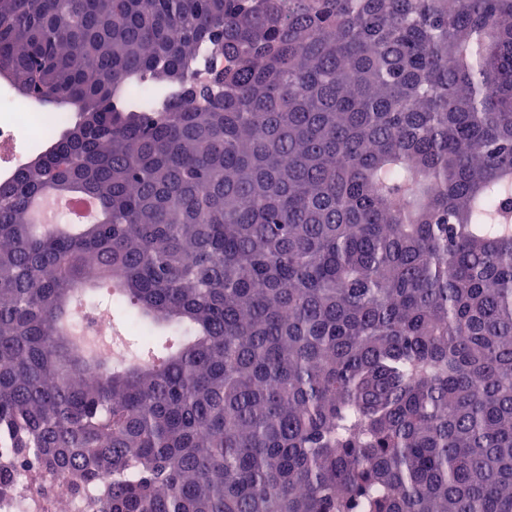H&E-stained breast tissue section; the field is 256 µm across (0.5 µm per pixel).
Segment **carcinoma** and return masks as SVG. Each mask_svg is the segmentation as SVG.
Wrapping results in <instances>:
<instances>
[{"label": "carcinoma", "instance_id": "1", "mask_svg": "<svg viewBox=\"0 0 512 512\" xmlns=\"http://www.w3.org/2000/svg\"><path fill=\"white\" fill-rule=\"evenodd\" d=\"M0 77L78 115L0 182L1 494L512 512V0H0ZM224 68V57L219 55H210L204 49H201L190 64L192 74L198 78L207 77L212 71L222 70ZM55 209L69 215L71 224L95 223L99 205L92 197L71 195H56L53 197ZM79 324L91 336H105L108 333L113 316L102 309L83 312L79 316Z\"/></svg>", "mask_w": 512, "mask_h": 512}]
</instances>
